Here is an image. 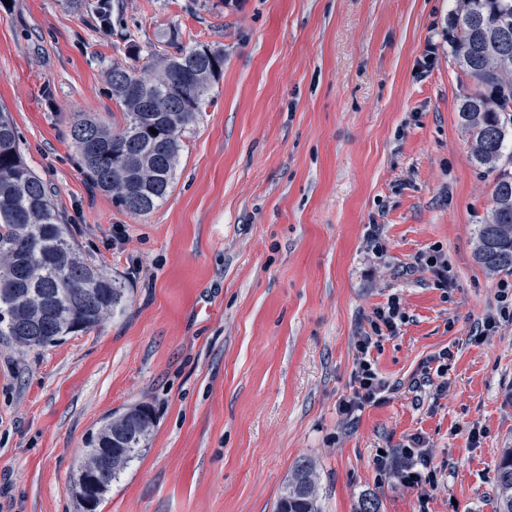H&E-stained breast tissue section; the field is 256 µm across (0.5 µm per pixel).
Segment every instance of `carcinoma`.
<instances>
[{"label": "carcinoma", "instance_id": "obj_1", "mask_svg": "<svg viewBox=\"0 0 512 512\" xmlns=\"http://www.w3.org/2000/svg\"><path fill=\"white\" fill-rule=\"evenodd\" d=\"M452 56L473 84L459 101L458 119L472 140L471 160L493 176L492 208L478 227L476 260L490 272H512V0H455L449 15ZM164 43L174 52L139 68L112 65L107 83L124 115L117 131L78 115L69 135L84 172L134 215L154 211L169 195L185 133L202 111L224 67V51L205 43ZM156 129L153 134L150 129ZM53 190L24 159L19 131L0 109V337L21 347L23 326L44 314L43 348L100 326L126 311L121 281L81 258ZM123 422L106 421L83 451L104 487L148 446L154 426L146 406ZM317 472L298 460L276 512H319ZM496 512H512V448L495 473Z\"/></svg>", "mask_w": 512, "mask_h": 512}]
</instances>
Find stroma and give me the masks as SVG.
<instances>
[{"mask_svg": "<svg viewBox=\"0 0 512 512\" xmlns=\"http://www.w3.org/2000/svg\"><path fill=\"white\" fill-rule=\"evenodd\" d=\"M96 3L0 0V105L80 255L129 295L50 347L0 337V512H82L70 486L87 438L140 405L149 445L98 512H275L302 458L323 512L366 492L380 512H418V491L373 462L417 437L430 512H495L512 322L474 254L493 184L458 121L472 84L451 55L454 0H112L106 29ZM172 30L222 48L224 73L166 201L133 215L92 187L69 126L121 128L107 68ZM433 247L451 287L418 264ZM392 297L404 320L371 351L390 391L347 419L356 340ZM443 349L447 391L420 386Z\"/></svg>", "mask_w": 512, "mask_h": 512, "instance_id": "stroma-1", "label": "stroma"}]
</instances>
